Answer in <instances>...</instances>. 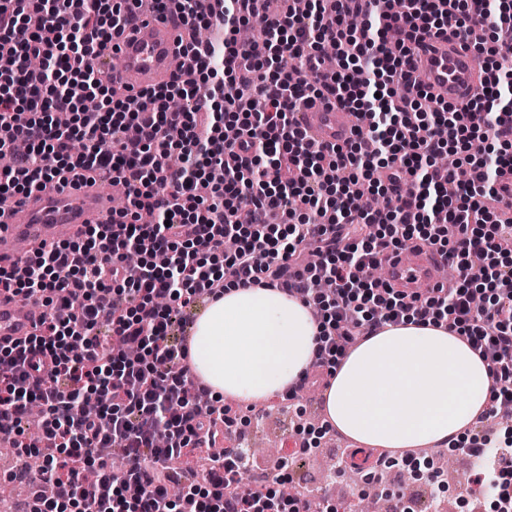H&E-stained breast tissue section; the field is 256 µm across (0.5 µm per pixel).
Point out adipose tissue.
Listing matches in <instances>:
<instances>
[{
	"mask_svg": "<svg viewBox=\"0 0 512 512\" xmlns=\"http://www.w3.org/2000/svg\"><path fill=\"white\" fill-rule=\"evenodd\" d=\"M302 299L237 285L212 300L190 342V365L213 395L261 400L299 382L318 324ZM494 380L465 337L405 323L377 329L342 358L321 393L328 421L374 448H420L461 434Z\"/></svg>",
	"mask_w": 512,
	"mask_h": 512,
	"instance_id": "1",
	"label": "adipose tissue"
}]
</instances>
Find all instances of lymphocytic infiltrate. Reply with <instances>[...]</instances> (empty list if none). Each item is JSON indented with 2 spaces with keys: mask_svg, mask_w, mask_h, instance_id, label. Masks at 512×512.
<instances>
[{
  "mask_svg": "<svg viewBox=\"0 0 512 512\" xmlns=\"http://www.w3.org/2000/svg\"><path fill=\"white\" fill-rule=\"evenodd\" d=\"M196 67L130 96L99 75L100 46L120 36L128 0H0V155L29 144L0 170V202L46 189L65 174L126 185L129 203L75 238L40 245L21 272L0 266V295L36 298L47 312L24 342L0 348V430L19 454L41 456L39 480L55 489L33 512H311L310 500L245 487L249 451L213 455L201 479L172 495L170 466L244 437L219 399L198 412L187 342L169 331L183 309L226 284L278 288L319 312L316 366L335 370L349 349L404 319L465 336L494 379L490 408L471 433V482L512 512V216L500 178L512 154V66L495 62L471 107L482 124L431 100L407 77L409 42L474 30L512 53V0H171ZM262 40L242 44L241 27ZM336 48V66L323 62ZM324 99L352 112L353 139L314 147L296 114ZM463 150L470 179L435 167ZM288 179L271 182L270 167ZM439 254L458 272L449 288L406 296L367 278L382 255ZM144 254L132 266L130 252ZM335 281L333 293L319 290ZM133 341L135 359L115 346ZM106 394L103 417L84 413ZM40 404L38 436L25 425ZM117 448L120 470L103 449Z\"/></svg>",
  "mask_w": 512,
  "mask_h": 512,
  "instance_id": "lymphocytic-infiltrate-1",
  "label": "lymphocytic infiltrate"
}]
</instances>
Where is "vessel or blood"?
<instances>
[{
  "label": "vessel or blood",
  "instance_id": "b4317fda",
  "mask_svg": "<svg viewBox=\"0 0 512 512\" xmlns=\"http://www.w3.org/2000/svg\"><path fill=\"white\" fill-rule=\"evenodd\" d=\"M130 24L96 59L112 85L137 93L167 80L183 61L181 20L160 0H134ZM484 75L475 66L471 43L433 38L411 45L410 79L465 108L480 92ZM297 121L318 147L341 145L353 136L354 116L321 101L304 107ZM112 199L97 186L67 185L0 203V265L15 269L23 258L18 242L32 246L74 237L84 225L108 221ZM438 254L408 249L390 255L387 283L411 295L441 285ZM44 307L20 296H0V346H13L34 333Z\"/></svg>",
  "mask_w": 512,
  "mask_h": 512
}]
</instances>
